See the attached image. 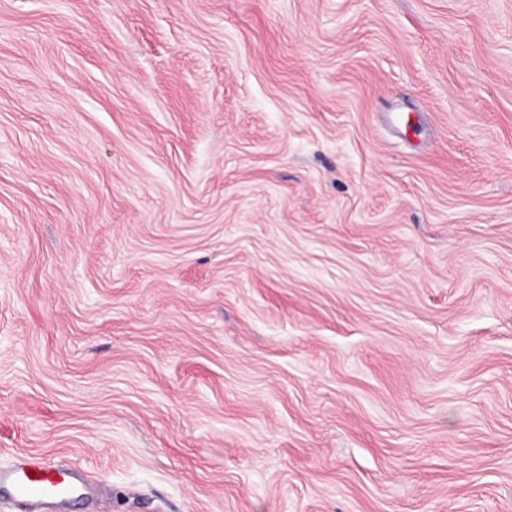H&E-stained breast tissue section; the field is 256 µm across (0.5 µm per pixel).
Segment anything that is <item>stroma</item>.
Here are the masks:
<instances>
[{"instance_id": "stroma-1", "label": "stroma", "mask_w": 512, "mask_h": 512, "mask_svg": "<svg viewBox=\"0 0 512 512\" xmlns=\"http://www.w3.org/2000/svg\"><path fill=\"white\" fill-rule=\"evenodd\" d=\"M57 512H512V0H0V466ZM32 464L28 468L19 464L11 468L0 467V488L6 487L13 498L21 499L32 505L39 506L48 503L47 484H52L49 477L50 468H41L38 470L29 469L37 467ZM34 474V477H31Z\"/></svg>"}]
</instances>
